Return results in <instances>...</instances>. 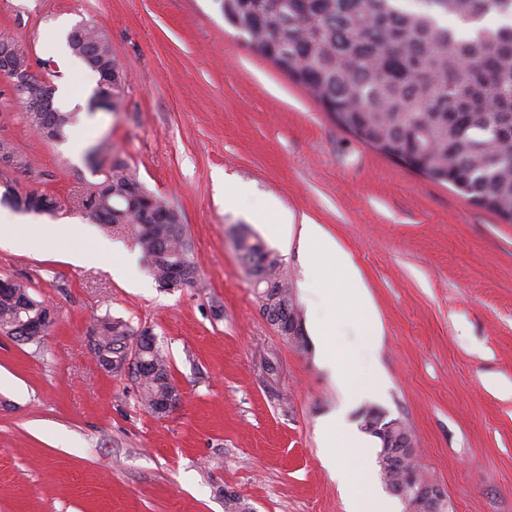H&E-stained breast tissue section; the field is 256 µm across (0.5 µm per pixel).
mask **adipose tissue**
<instances>
[{"mask_svg":"<svg viewBox=\"0 0 512 512\" xmlns=\"http://www.w3.org/2000/svg\"><path fill=\"white\" fill-rule=\"evenodd\" d=\"M41 236V218L0 210V239H7L21 248H30L40 241ZM299 242L301 248L319 250L333 257L338 271L343 275V284L339 287L332 283L324 288L305 284L304 290L312 310L336 305H363L364 293L352 262L346 253L337 252L335 241L321 225L310 221L303 222ZM314 331L319 352L318 360L321 366L330 371L334 383H337L346 401L351 402L373 395L376 391L374 385L356 382L352 374L345 369L344 363L348 359V352L337 345L334 325L319 319L315 322ZM321 430L324 462L329 467L333 479L350 487L353 505H360L362 497L373 496V484L367 477L359 482H352L349 469L337 466L336 451L340 448L365 447V440L339 415L326 419Z\"/></svg>","mask_w":512,"mask_h":512,"instance_id":"adipose-tissue-1","label":"adipose tissue"}]
</instances>
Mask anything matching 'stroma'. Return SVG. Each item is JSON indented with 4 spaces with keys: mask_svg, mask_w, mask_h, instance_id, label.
<instances>
[{
    "mask_svg": "<svg viewBox=\"0 0 512 512\" xmlns=\"http://www.w3.org/2000/svg\"><path fill=\"white\" fill-rule=\"evenodd\" d=\"M99 28L125 68L115 111L91 109L98 76L62 65L52 25ZM0 39L26 48L35 74L69 84L87 145L107 142L177 212L194 279L164 289L129 225L93 223L82 201L101 181L65 141L38 136L0 77V137L25 164L0 167V193L52 196L41 246L0 243V279L51 308L40 342L0 334V512H350L322 462L321 423L376 410L410 428L426 474L454 512H512V224L358 141L228 25L217 0H0ZM245 197L225 204L224 182ZM291 223H284V216ZM321 224L357 267L372 319L337 325L362 354L353 371L377 394L344 405L315 345L300 350L266 321L234 229L247 225L282 261L295 295L331 262L299 247ZM114 244L89 247L72 224ZM125 266L126 278L112 275ZM144 279L146 287H128ZM149 331L180 406L158 416L125 373L99 366L94 316ZM275 372H267L266 363ZM112 252L110 245L103 241H95L92 249H71L64 253V259L78 267L102 261Z\"/></svg>",
    "mask_w": 512,
    "mask_h": 512,
    "instance_id": "stroma-1",
    "label": "stroma"
}]
</instances>
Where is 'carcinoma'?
Masks as SVG:
<instances>
[{"label": "carcinoma", "mask_w": 512, "mask_h": 512, "mask_svg": "<svg viewBox=\"0 0 512 512\" xmlns=\"http://www.w3.org/2000/svg\"><path fill=\"white\" fill-rule=\"evenodd\" d=\"M224 20L245 36L294 82L306 88L336 124L363 143L423 174L512 223V0H219ZM489 16L504 19L487 24ZM71 52L103 79H112V96L94 97L116 108L123 69L107 38L92 26L74 28ZM434 73L438 81L426 79ZM47 84L34 77L15 88L28 101L45 96ZM26 119L39 134L66 137L75 113L46 104ZM98 206L102 224H129L149 270L161 287L171 269H194L191 245L178 214L147 191L124 161L110 163L103 181L89 189L83 206ZM241 258L263 264L261 310L300 316L282 262L247 227L235 232ZM48 311L18 282L0 288V330ZM97 361L123 362L127 325L95 319ZM147 370L132 371L148 407L174 390L170 366L154 341L144 345ZM396 430L406 445L400 464L378 457L382 483L392 486L403 512H415L411 483L429 478L417 458L405 423Z\"/></svg>", "instance_id": "carcinoma-1"}]
</instances>
